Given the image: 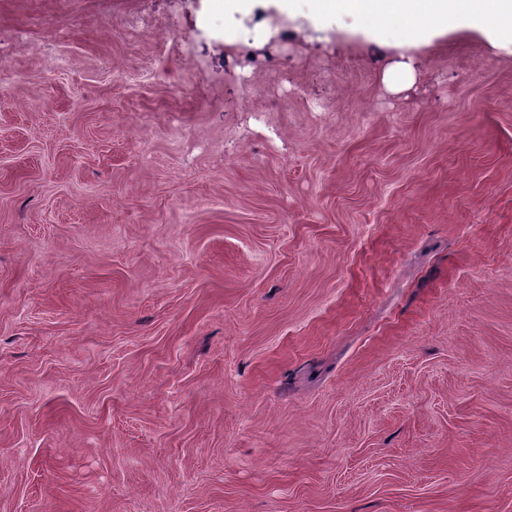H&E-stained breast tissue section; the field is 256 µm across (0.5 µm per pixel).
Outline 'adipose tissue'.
<instances>
[{"label":"adipose tissue","mask_w":512,"mask_h":512,"mask_svg":"<svg viewBox=\"0 0 512 512\" xmlns=\"http://www.w3.org/2000/svg\"><path fill=\"white\" fill-rule=\"evenodd\" d=\"M310 17L322 25L346 15L378 55L394 53L384 71L396 89L413 83L419 49L457 31H475L495 48L512 52V0H310Z\"/></svg>","instance_id":"ef3b65f1"}]
</instances>
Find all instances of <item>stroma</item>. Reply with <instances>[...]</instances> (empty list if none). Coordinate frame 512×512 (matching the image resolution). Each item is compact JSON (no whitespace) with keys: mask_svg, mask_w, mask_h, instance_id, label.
<instances>
[{"mask_svg":"<svg viewBox=\"0 0 512 512\" xmlns=\"http://www.w3.org/2000/svg\"><path fill=\"white\" fill-rule=\"evenodd\" d=\"M269 14L0 0V512H512V54Z\"/></svg>","mask_w":512,"mask_h":512,"instance_id":"stroma-1","label":"stroma"}]
</instances>
